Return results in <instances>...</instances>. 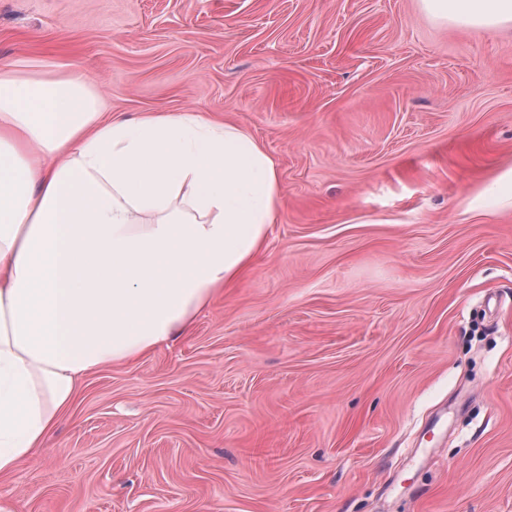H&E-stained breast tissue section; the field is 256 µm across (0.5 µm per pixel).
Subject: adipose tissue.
<instances>
[{
  "mask_svg": "<svg viewBox=\"0 0 512 512\" xmlns=\"http://www.w3.org/2000/svg\"><path fill=\"white\" fill-rule=\"evenodd\" d=\"M512 28V0H420ZM245 128L108 118L54 63L0 68V477L37 456L88 372L169 344L263 250L282 203Z\"/></svg>",
  "mask_w": 512,
  "mask_h": 512,
  "instance_id": "ef3b65f1",
  "label": "adipose tissue"
}]
</instances>
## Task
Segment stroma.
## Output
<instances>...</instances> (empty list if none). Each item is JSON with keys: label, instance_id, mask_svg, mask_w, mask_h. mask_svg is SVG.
Wrapping results in <instances>:
<instances>
[{"label": "stroma", "instance_id": "stroma-1", "mask_svg": "<svg viewBox=\"0 0 512 512\" xmlns=\"http://www.w3.org/2000/svg\"><path fill=\"white\" fill-rule=\"evenodd\" d=\"M246 127L282 204L169 345L83 379L10 512H512V29L419 0H0V66Z\"/></svg>", "mask_w": 512, "mask_h": 512}]
</instances>
